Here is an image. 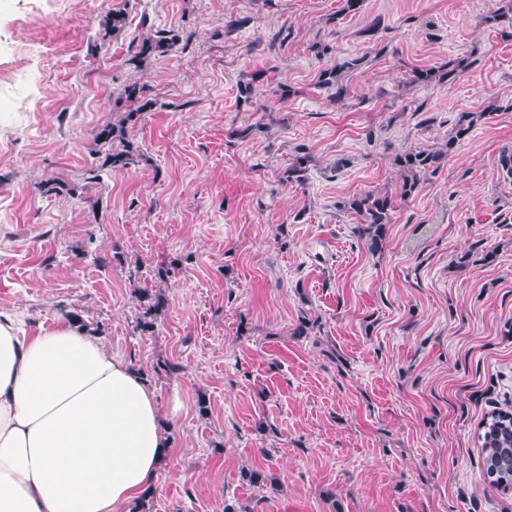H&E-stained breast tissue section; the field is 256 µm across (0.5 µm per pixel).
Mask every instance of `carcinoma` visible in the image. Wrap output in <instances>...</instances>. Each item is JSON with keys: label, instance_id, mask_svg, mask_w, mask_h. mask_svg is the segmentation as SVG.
Wrapping results in <instances>:
<instances>
[{"label": "carcinoma", "instance_id": "obj_1", "mask_svg": "<svg viewBox=\"0 0 512 512\" xmlns=\"http://www.w3.org/2000/svg\"><path fill=\"white\" fill-rule=\"evenodd\" d=\"M175 46V37H168L158 31L152 36L143 38L137 44L134 57L143 60L151 56H164L172 52ZM359 62H361L359 58L343 61L322 70L319 78L323 84L329 85L338 81L344 70L359 65ZM124 94L126 101L137 104V108L127 111L121 123L105 126L97 133V139L103 148L104 159L99 167L90 170L92 180L98 179L103 169L128 168L136 162V155L139 154L138 147L126 138L124 123L137 119L142 110L152 105V100L145 97L144 87L137 84L126 87ZM472 122L470 114L461 113L448 138V146H453L455 142L465 137ZM441 155L442 152L432 150L406 151L396 155L395 164L403 177L401 195H411ZM349 208L365 224L363 233L369 235L370 246L378 247L379 242L383 241L385 227L391 221V198L371 193L358 195L349 202ZM139 301L142 313L137 318L136 328L142 333H152L157 316L165 306V298L149 288H143L139 293ZM511 411L508 408L493 411L483 418L479 426L478 442L484 454V475L486 479L496 484L504 482L512 484V468L507 469L499 465L501 458L512 456V417L508 416Z\"/></svg>", "mask_w": 512, "mask_h": 512}]
</instances>
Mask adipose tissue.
Wrapping results in <instances>:
<instances>
[{
    "mask_svg": "<svg viewBox=\"0 0 512 512\" xmlns=\"http://www.w3.org/2000/svg\"><path fill=\"white\" fill-rule=\"evenodd\" d=\"M169 448L143 374L100 337L0 310V512H128Z\"/></svg>",
    "mask_w": 512,
    "mask_h": 512,
    "instance_id": "1",
    "label": "adipose tissue"
}]
</instances>
